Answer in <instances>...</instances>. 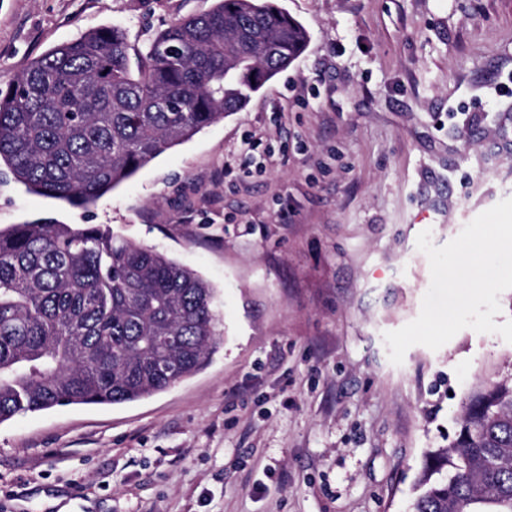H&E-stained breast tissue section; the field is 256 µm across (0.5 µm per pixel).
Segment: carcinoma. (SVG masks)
I'll return each mask as SVG.
<instances>
[{"mask_svg": "<svg viewBox=\"0 0 512 512\" xmlns=\"http://www.w3.org/2000/svg\"><path fill=\"white\" fill-rule=\"evenodd\" d=\"M309 35L276 0H218L138 55L104 27L58 45L0 89V164L87 207L168 149L240 112ZM213 289L95 224L0 229V423L114 405L199 370L218 343ZM453 440L425 453L413 512H512V372L470 389Z\"/></svg>", "mask_w": 512, "mask_h": 512, "instance_id": "cac0c4a2", "label": "carcinoma"}]
</instances>
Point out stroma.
I'll list each match as a JSON object with an SVG mask.
<instances>
[{
  "label": "stroma",
  "mask_w": 512,
  "mask_h": 512,
  "mask_svg": "<svg viewBox=\"0 0 512 512\" xmlns=\"http://www.w3.org/2000/svg\"><path fill=\"white\" fill-rule=\"evenodd\" d=\"M216 0H0V88L77 35L131 53ZM305 52L89 207L0 170V227L98 224L214 290L219 345L143 400L0 423V512H413L424 452L512 343L389 360L430 264L512 198V0H278Z\"/></svg>",
  "instance_id": "35a3bbf8"
}]
</instances>
